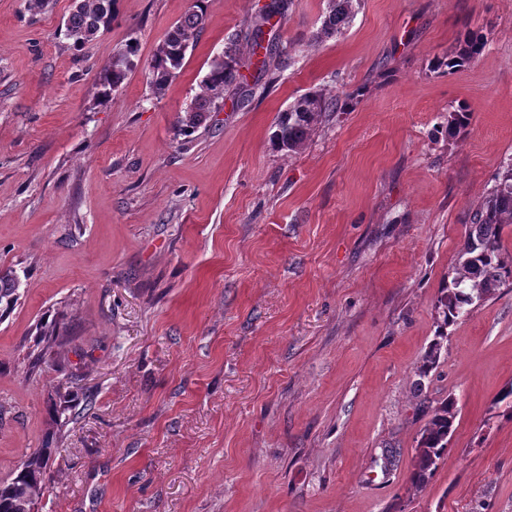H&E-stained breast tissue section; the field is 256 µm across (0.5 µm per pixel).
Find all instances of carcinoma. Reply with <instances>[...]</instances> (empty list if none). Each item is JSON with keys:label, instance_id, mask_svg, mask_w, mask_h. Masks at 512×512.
Wrapping results in <instances>:
<instances>
[{"label": "carcinoma", "instance_id": "1", "mask_svg": "<svg viewBox=\"0 0 512 512\" xmlns=\"http://www.w3.org/2000/svg\"><path fill=\"white\" fill-rule=\"evenodd\" d=\"M118 0H79L75 11L65 22L62 30L65 39L79 48L101 31H108L116 16ZM353 0H328L327 15L322 31L336 35L349 24ZM208 8V0H195L192 10L175 23L166 34L150 60L147 69L150 86L156 95L164 93L169 82L182 69L186 53L202 28ZM261 25L254 26L246 34L247 54L231 42L224 55L212 60L201 83V92L186 110L180 126L194 129L201 123L204 113L216 108L224 100V93L239 85L240 70L253 64L259 51H265L261 69H267L272 48L263 45ZM485 48L484 37L473 32L465 34L459 48L448 55V60L437 62L448 70L474 63ZM139 56V43L131 40L125 47L101 65L97 73L98 99L102 103L112 100V94L128 79L136 67L134 58ZM339 100L319 91L301 95L288 110L280 115L273 133L275 145L297 152L304 146L316 127L332 112H339ZM512 224V162L498 171L493 186L472 211L466 237L458 252L454 276L442 290L438 299L440 324L435 338L425 353L418 376H428L438 367L442 343L448 326L454 324L469 306L485 300L504 287L512 285V254L502 246L504 226ZM19 280L13 271L0 273V317L9 313L18 301ZM63 330L54 324L40 332V351L33 356L32 367L49 363ZM429 418L422 430L416 463L411 482L417 487L426 485L439 468L448 451V441L455 431L458 409L449 396L436 402L427 411ZM56 449L44 447L31 453L22 463L16 477L7 484L0 483V512H34Z\"/></svg>", "mask_w": 512, "mask_h": 512}]
</instances>
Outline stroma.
Segmentation results:
<instances>
[{
  "label": "stroma",
  "mask_w": 512,
  "mask_h": 512,
  "mask_svg": "<svg viewBox=\"0 0 512 512\" xmlns=\"http://www.w3.org/2000/svg\"><path fill=\"white\" fill-rule=\"evenodd\" d=\"M269 0H209L163 95L143 66L194 0H118L73 49L74 0H0V482L52 439L35 512H512V288L447 329L415 390L470 215L512 160V0H291L283 68L243 72L190 133L212 60ZM479 59L435 69L465 32ZM141 63L110 103L100 65ZM306 146L300 95L345 97ZM469 124L453 128L459 108ZM67 334L35 369L39 324ZM456 430L414 487L420 403ZM353 0H328L327 15L323 20L322 31L326 35L341 33L351 18ZM139 43L130 40L125 47L101 65L97 73L98 99L102 103L112 100V94L128 79L137 64L134 58L139 56ZM338 96H327L319 91L301 95L286 112H283L273 133L275 145L281 149L297 152L304 146L316 127L330 112H340ZM19 280L13 271L0 273V317L9 313L18 301Z\"/></svg>",
  "instance_id": "35a3bbf8"
}]
</instances>
